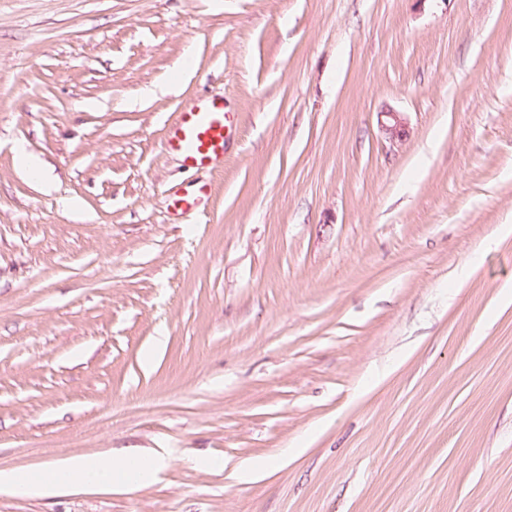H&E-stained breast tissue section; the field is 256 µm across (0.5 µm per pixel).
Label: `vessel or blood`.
<instances>
[{
  "label": "vessel or blood",
  "mask_w": 512,
  "mask_h": 512,
  "mask_svg": "<svg viewBox=\"0 0 512 512\" xmlns=\"http://www.w3.org/2000/svg\"><path fill=\"white\" fill-rule=\"evenodd\" d=\"M232 118L219 98L186 104L178 123L170 130L165 146L178 153L190 168H205L224 157L226 133Z\"/></svg>",
  "instance_id": "vessel-or-blood-1"
}]
</instances>
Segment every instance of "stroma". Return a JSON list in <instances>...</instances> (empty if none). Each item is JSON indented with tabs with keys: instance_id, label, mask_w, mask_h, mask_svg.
<instances>
[{
	"instance_id": "35a3bbf8",
	"label": "stroma",
	"mask_w": 512,
	"mask_h": 512,
	"mask_svg": "<svg viewBox=\"0 0 512 512\" xmlns=\"http://www.w3.org/2000/svg\"><path fill=\"white\" fill-rule=\"evenodd\" d=\"M506 224L512 0H0V512H512ZM232 117L221 98L199 100L181 108L178 123L170 130L165 146L178 153L190 168H205L224 157V143ZM164 454H131L118 458L86 456L59 459L47 465L40 475L0 472V487L11 493L41 497L70 492L76 488L103 489L114 485L115 475L123 472L125 483L134 485L144 476H154L165 465Z\"/></svg>"
}]
</instances>
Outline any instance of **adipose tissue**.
I'll return each mask as SVG.
<instances>
[{
  "label": "adipose tissue",
  "instance_id": "1",
  "mask_svg": "<svg viewBox=\"0 0 512 512\" xmlns=\"http://www.w3.org/2000/svg\"><path fill=\"white\" fill-rule=\"evenodd\" d=\"M164 454H131L118 458L86 456L64 458L47 465L40 475L32 477L20 472H0V487L30 497L67 493L77 488L112 487L116 474H124L127 484L158 473L165 465Z\"/></svg>",
  "mask_w": 512,
  "mask_h": 512
}]
</instances>
